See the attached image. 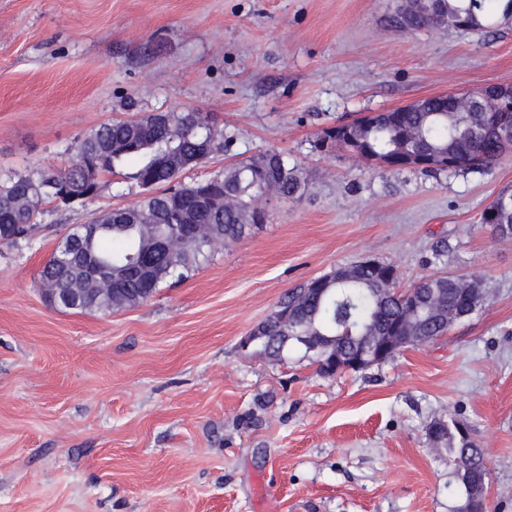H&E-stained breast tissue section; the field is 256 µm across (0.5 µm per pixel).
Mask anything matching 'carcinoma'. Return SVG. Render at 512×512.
Returning <instances> with one entry per match:
<instances>
[{"mask_svg":"<svg viewBox=\"0 0 512 512\" xmlns=\"http://www.w3.org/2000/svg\"><path fill=\"white\" fill-rule=\"evenodd\" d=\"M437 18L428 20L424 3H399L389 22L407 31L488 26L497 13L512 15V0H431ZM358 158L373 162L392 158L397 164L427 159L424 172L482 171L512 152V102L494 112H471L461 94H440L387 112H372L326 132ZM224 149L205 112L167 111L164 118L148 113L129 121H114L94 129L79 143L64 168L50 165L33 178L15 176L0 184V244L31 238L40 207L53 199L63 184L75 190L98 186L99 176L116 166L135 163L131 178L148 191L134 204L91 218L100 225L93 238L84 231L67 232L40 271V279L55 287L110 288L107 301L93 307L110 312L147 302L160 286L177 274L194 270L200 259L228 243L251 237L264 224L265 209L273 199L300 200L307 183L297 165L282 151L270 149L227 167L202 182L172 185L183 171L202 165ZM481 223L502 237H512V190H502L481 214ZM309 284L289 292L283 303L306 321L312 335L332 336L353 349L360 337L398 326L404 336L440 337L447 333L445 318L413 305L434 297L456 315L482 308L455 290V278L438 275L410 287L412 294L378 296L387 288L381 269L357 265L349 278L326 284L318 299L306 291ZM269 354H280L278 337L293 331L270 314L264 321ZM448 458L459 489L468 479L489 480L491 470L484 449L471 437L461 441L448 434Z\"/></svg>","mask_w":512,"mask_h":512,"instance_id":"cac0c4a2","label":"carcinoma"}]
</instances>
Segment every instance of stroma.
Here are the masks:
<instances>
[{"label": "stroma", "mask_w": 512, "mask_h": 512, "mask_svg": "<svg viewBox=\"0 0 512 512\" xmlns=\"http://www.w3.org/2000/svg\"><path fill=\"white\" fill-rule=\"evenodd\" d=\"M396 0H0V181L65 166L101 124L208 113L224 149L190 183L278 149L303 200L253 237L115 312L49 304L60 234L142 190L132 166L81 204L43 205L33 241L0 244V512H451L456 419L484 448L489 512H512V238L480 222L512 190L481 172L391 171L326 131L419 98L512 85V16L405 32ZM370 256L400 287L480 280L485 302L428 344L322 375L241 348L293 289Z\"/></svg>", "instance_id": "obj_1"}]
</instances>
